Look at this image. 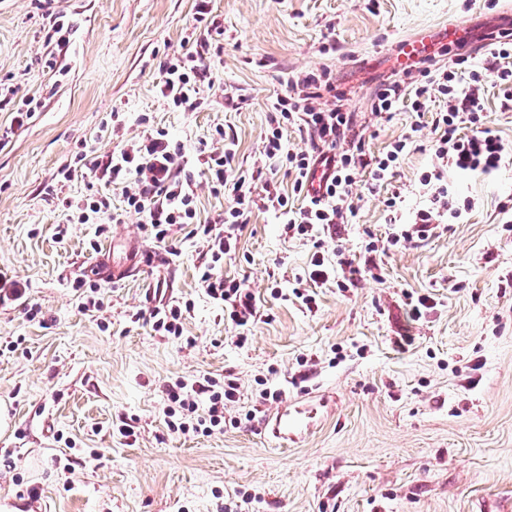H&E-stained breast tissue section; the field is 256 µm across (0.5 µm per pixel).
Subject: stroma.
<instances>
[{"instance_id": "obj_1", "label": "stroma", "mask_w": 512, "mask_h": 512, "mask_svg": "<svg viewBox=\"0 0 512 512\" xmlns=\"http://www.w3.org/2000/svg\"><path fill=\"white\" fill-rule=\"evenodd\" d=\"M195 0H0V276L24 285L0 305V500L9 512H512V160L493 176L448 171V190L474 208L441 222L421 243L373 254L369 240L396 232L385 190L358 175L352 224L322 235L328 260L373 259L375 276L356 286H316L306 308L292 290L308 277L312 239L285 236L272 213L255 212L225 257L224 275L243 280L259 313L245 345L235 342L220 305L198 282L202 246L175 231L156 242L111 195L114 222L72 224L61 198L100 190L91 175L63 178L80 143L105 158L126 148L143 124L179 143L197 185L201 220L223 214L227 195L211 191L195 157L217 134L235 143V163L260 161L270 106L288 95L287 77L330 70L335 93L357 115L366 153L379 154L414 133L391 183L404 220L429 207L419 180L438 163L432 128L440 98L423 116L372 111L380 82L401 78L403 41L435 39L456 27L479 42L512 13V0H212L224 27L223 51L208 59L205 103L195 112L160 97V67L182 57ZM63 15L67 43L45 40L51 15ZM34 111L12 123L23 100ZM117 116L118 134L99 127ZM56 196H48V189ZM68 228L65 240L57 226ZM177 258H159L168 246ZM132 266L108 279L98 307L72 288L87 267ZM166 281L172 300L190 302L185 337L155 334L129 314ZM431 296L414 318L406 294ZM39 309L30 315L28 305ZM408 336L411 346L400 348ZM315 364L298 381V362ZM233 373L240 400L230 419L264 411L262 387L310 395L309 432L288 447L259 423L228 424L211 435L170 433L164 385ZM136 439L114 434L119 422Z\"/></svg>"}]
</instances>
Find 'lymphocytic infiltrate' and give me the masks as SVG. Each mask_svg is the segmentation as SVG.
<instances>
[{"label": "lymphocytic infiltrate", "instance_id": "lymphocytic-infiltrate-1", "mask_svg": "<svg viewBox=\"0 0 512 512\" xmlns=\"http://www.w3.org/2000/svg\"><path fill=\"white\" fill-rule=\"evenodd\" d=\"M187 60L168 62L162 68L159 94L168 105L182 112L196 111L201 105V84L207 78V56L211 43L199 37ZM416 77L411 81L394 80L378 89L373 110L392 114L400 110L421 113L425 97L437 90L446 107L432 119L437 135L435 154L438 167L422 175L421 185L431 196V208L419 210L409 228L388 237L389 245L399 242H423L436 228V218L459 220L472 208L471 202L457 203L448 194L444 173L450 169L490 175L500 170L512 149L489 127L490 115L485 110L483 72L497 77L498 95L512 103V41L497 40L485 47L482 68L469 73L444 67L436 70L422 62L409 64ZM290 95L276 98L271 104L270 131L262 142L261 155L270 172L285 169L293 174L291 193H283L274 180H267L263 196H254L252 173L233 169L235 151L232 145L200 150L197 161L209 181L212 192L231 188L232 199L224 208L221 221L202 223L198 218L196 186L185 172V154L180 145L172 144L164 131L146 129L127 148L107 159L87 158L77 154L97 181L123 191L128 213L147 224L158 242H166L174 229L186 230L189 237L202 245L198 265L199 281L206 294L224 308V318L235 327L246 328L257 310L255 295L238 279L220 273L224 257L236 247L237 233L249 222L253 210L272 212L280 220L285 235L307 236L315 227L336 231L349 223L355 214L348 205L350 189L362 171H369L373 185L387 183L413 143L412 136L394 140L386 151L366 155L361 143L352 141L354 113L341 109H322L316 101L321 91H334L330 71L309 74L289 82ZM287 125L304 130L312 148L308 151L288 150L283 140ZM328 173L320 195H311L308 179L317 166ZM237 377L225 375L216 379L205 374L191 381L178 380L166 388V425L174 433L223 428L224 411L240 398Z\"/></svg>", "mask_w": 512, "mask_h": 512}]
</instances>
